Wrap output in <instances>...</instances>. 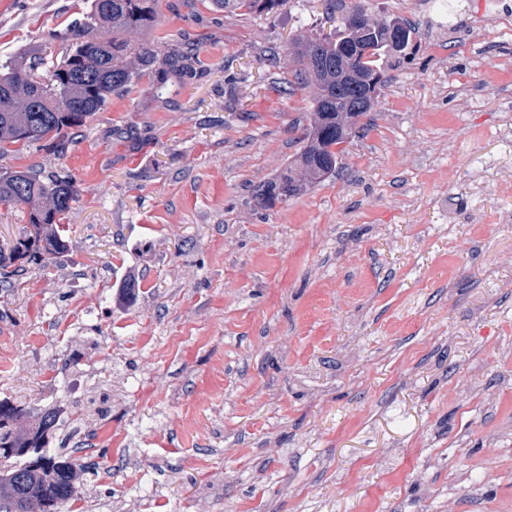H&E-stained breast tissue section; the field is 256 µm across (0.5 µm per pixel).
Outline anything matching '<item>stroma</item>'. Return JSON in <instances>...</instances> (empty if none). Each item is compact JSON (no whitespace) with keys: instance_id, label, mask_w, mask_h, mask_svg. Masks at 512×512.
I'll use <instances>...</instances> for the list:
<instances>
[{"instance_id":"35a3bbf8","label":"stroma","mask_w":512,"mask_h":512,"mask_svg":"<svg viewBox=\"0 0 512 512\" xmlns=\"http://www.w3.org/2000/svg\"><path fill=\"white\" fill-rule=\"evenodd\" d=\"M355 1L159 0L197 77L1 162L80 189L65 256L0 287V400L84 408L67 512H512V0H360L409 55L336 174L252 199L308 122L289 43ZM88 5L0 0V62ZM288 0H211L217 11L235 13L240 10L254 14H272L287 4Z\"/></svg>"}]
</instances>
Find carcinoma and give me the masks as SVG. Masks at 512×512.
Listing matches in <instances>:
<instances>
[{"mask_svg":"<svg viewBox=\"0 0 512 512\" xmlns=\"http://www.w3.org/2000/svg\"><path fill=\"white\" fill-rule=\"evenodd\" d=\"M288 0H211L217 11L238 10L272 14ZM158 25L157 0H91L83 20L74 26L60 61L45 64L43 47L36 44L0 64V157L11 144L43 140L57 146L102 110L112 95L146 78L161 89L173 77L191 79L200 62L199 47L191 42L164 44L152 32ZM411 28L398 20L374 22L360 32L343 27L336 36L317 35L293 43L299 65L296 79L313 87L311 121L300 138L302 147L288 170L258 185L253 194L260 207L273 198L295 197L336 173L342 150L356 132L355 114L364 117L385 85L379 61L408 48ZM349 61L354 76L339 86L321 85L318 67ZM79 197V186L68 174L32 166L25 170L0 168V201L28 207V228L9 250L0 249V285L12 286L26 265L59 258L68 251L61 221ZM55 411L44 412L36 427L25 409L0 401V507L4 512L31 505L38 512H64L77 500L78 467L68 457L49 453L47 437L56 429Z\"/></svg>","mask_w":512,"mask_h":512,"instance_id":"obj_1","label":"carcinoma"}]
</instances>
